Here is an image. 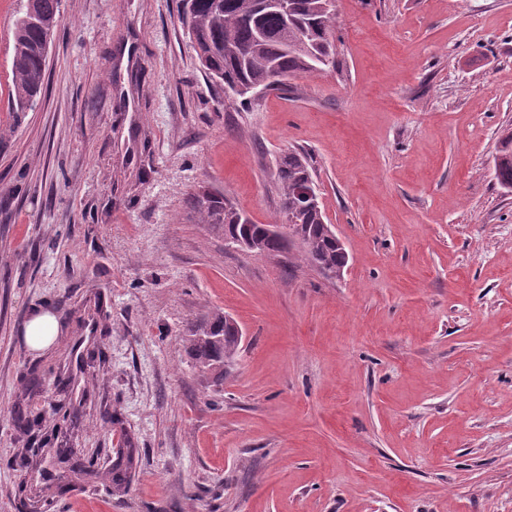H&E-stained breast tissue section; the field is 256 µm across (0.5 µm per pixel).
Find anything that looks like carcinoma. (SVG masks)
<instances>
[{"label":"carcinoma","instance_id":"obj_1","mask_svg":"<svg viewBox=\"0 0 512 512\" xmlns=\"http://www.w3.org/2000/svg\"><path fill=\"white\" fill-rule=\"evenodd\" d=\"M193 48L200 65L221 85L244 89L239 103L248 104L247 90L276 89L293 75L310 76L334 63L335 13L333 0H288L294 16L285 26L275 10L260 8V0H181ZM60 0H24L11 28L10 127L19 125L33 109L47 85V48L58 24ZM495 175L505 189H512V133L507 134L495 157ZM313 177L308 156L288 152L276 162V184L280 197L279 216L288 218L304 244L294 259L320 270L340 268L345 255L321 230L322 210L301 202L296 189ZM200 223L214 224L224 232L247 231L253 251L278 248L266 239L261 225L244 228L243 212L223 195H193L188 200ZM198 367L224 375V355L239 347V337L224 324V315L204 314L192 324L186 337ZM79 366L103 361L98 346L76 339L71 347ZM67 489L47 487L38 499L24 486L18 487V512H40L53 507L55 497Z\"/></svg>","mask_w":512,"mask_h":512}]
</instances>
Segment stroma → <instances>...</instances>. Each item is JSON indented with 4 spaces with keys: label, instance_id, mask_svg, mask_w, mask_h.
Wrapping results in <instances>:
<instances>
[{
    "label": "stroma",
    "instance_id": "obj_1",
    "mask_svg": "<svg viewBox=\"0 0 512 512\" xmlns=\"http://www.w3.org/2000/svg\"><path fill=\"white\" fill-rule=\"evenodd\" d=\"M178 5L61 0L47 88L0 139V512L27 478L13 407L49 411L77 335L106 369L57 443L108 454L118 431L136 467L119 489L47 459L71 485L53 512H512V0H335V66L248 106ZM290 150L341 278L228 247L186 204L274 223ZM39 308L62 329L33 352ZM213 311L243 331L221 381L185 342ZM495 175L498 183L505 189H512V133L502 140L501 149L495 157Z\"/></svg>",
    "mask_w": 512,
    "mask_h": 512
}]
</instances>
